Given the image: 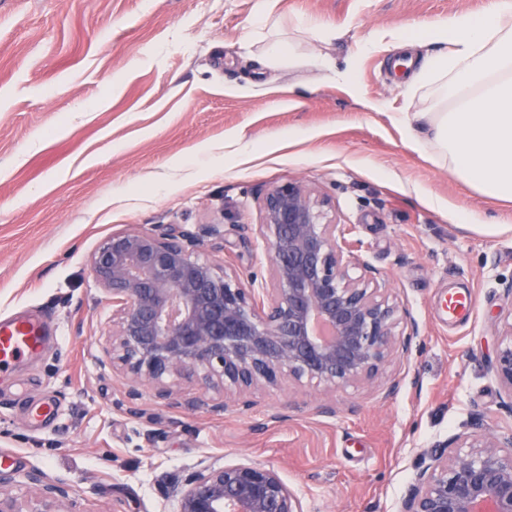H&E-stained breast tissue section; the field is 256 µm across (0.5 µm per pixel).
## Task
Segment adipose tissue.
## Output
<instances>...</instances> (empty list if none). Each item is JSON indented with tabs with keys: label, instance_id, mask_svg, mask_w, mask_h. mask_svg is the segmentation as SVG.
Listing matches in <instances>:
<instances>
[{
	"label": "adipose tissue",
	"instance_id": "obj_1",
	"mask_svg": "<svg viewBox=\"0 0 512 512\" xmlns=\"http://www.w3.org/2000/svg\"><path fill=\"white\" fill-rule=\"evenodd\" d=\"M401 46L435 53L408 79V90L435 89L438 108L419 113L411 143L477 192L512 200V0H494L478 16L455 14L418 31L391 32Z\"/></svg>",
	"mask_w": 512,
	"mask_h": 512
}]
</instances>
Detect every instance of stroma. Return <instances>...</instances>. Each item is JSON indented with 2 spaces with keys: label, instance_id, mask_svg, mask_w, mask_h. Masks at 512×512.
Instances as JSON below:
<instances>
[{
  "label": "stroma",
  "instance_id": "35a3bbf8",
  "mask_svg": "<svg viewBox=\"0 0 512 512\" xmlns=\"http://www.w3.org/2000/svg\"><path fill=\"white\" fill-rule=\"evenodd\" d=\"M256 3L0 0V319L52 328L0 378V450L18 454L0 474L32 510L35 469L83 512H177L169 479L247 459L278 470L304 512H401L436 444L512 429L490 368L512 320V202L413 149L392 116L434 97L407 91L401 48L374 43L491 0H269L263 18ZM273 43L289 60H260ZM287 182L329 197L360 260L389 278L418 326L408 353L328 398L284 381L215 414L189 407L198 388L185 383L182 404L147 387L131 414L124 380L98 363L112 307L90 256L164 224L204 236L244 283L267 280L259 201ZM453 291L474 296L469 320H445ZM326 399L335 415L320 413ZM41 401L56 414L36 425Z\"/></svg>",
  "mask_w": 512,
  "mask_h": 512
}]
</instances>
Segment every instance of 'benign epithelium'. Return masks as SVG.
Listing matches in <instances>:
<instances>
[{
	"label": "benign epithelium",
	"instance_id": "obj_1",
	"mask_svg": "<svg viewBox=\"0 0 512 512\" xmlns=\"http://www.w3.org/2000/svg\"><path fill=\"white\" fill-rule=\"evenodd\" d=\"M331 202L306 185L268 188L257 233L269 280L247 288L211 260L196 235L157 226L114 233L89 270L112 302V332L99 364L126 379L129 411L141 386L172 402L174 381L195 383L187 402L222 413L248 408L251 391L286 378L332 393L371 383L409 351L418 328L391 299V283L359 265ZM492 371L512 395V322L498 336ZM43 509L69 500V485L40 470L27 474ZM0 477V512H26ZM178 512H303L272 467L246 460L206 465L173 478ZM402 512H512V432L458 435L435 446Z\"/></svg>",
	"mask_w": 512,
	"mask_h": 512
}]
</instances>
